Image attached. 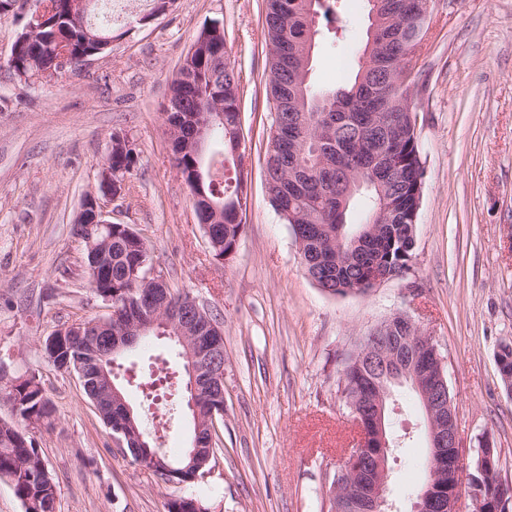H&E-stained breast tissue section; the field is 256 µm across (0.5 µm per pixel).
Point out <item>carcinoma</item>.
<instances>
[{"instance_id":"cac0c4a2","label":"carcinoma","mask_w":512,"mask_h":512,"mask_svg":"<svg viewBox=\"0 0 512 512\" xmlns=\"http://www.w3.org/2000/svg\"><path fill=\"white\" fill-rule=\"evenodd\" d=\"M49 10L53 25L41 32L39 42H15L11 58L14 74L25 80L56 70L59 44L65 42L78 56L98 50L96 35L109 36L104 28L93 27L87 16H71L70 0H39ZM337 0H265V25L268 42L302 52L310 37L312 14L336 13ZM380 39L373 47L371 29H366L362 56L373 55L382 63L381 78L370 79L362 71L334 88H315L310 72L286 68L281 83L268 80L267 98L272 100L281 86L301 84V111L279 112L272 122L277 134L269 137L266 158L272 172L266 181L270 202L289 224L301 263L310 278L324 292L345 296L378 264L387 272L401 270L414 259L410 236L413 214L419 211L418 194L423 166L417 136L408 113L414 109L415 91L400 82L399 63L407 49L425 36L419 0H380ZM171 98L178 108L165 118L176 167L192 187L197 170L204 174L207 197L228 205L238 198L244 186L242 164L231 156L240 136V78L227 56L224 38L213 37L204 50L185 60L171 82ZM221 109L212 116L207 159H199L185 148L202 114ZM383 212L376 232L359 251L350 243L366 233L374 215ZM199 222L210 223L208 235L211 255L226 258L235 249L244 229L243 220L230 208L224 218L212 219L201 213ZM73 235L94 236L106 243L103 263L111 277L99 279L94 292L115 306L148 284L132 276L133 268L149 251L145 239L128 224L108 228L97 224H74ZM45 350L55 367L78 373L74 344L53 334L45 340ZM372 385L365 368L345 364L343 390L350 402L358 391ZM21 404L28 419L0 422V478L11 481L25 512H55L56 485L44 460L23 426L32 423L52 425L53 411L43 388L32 377L7 393ZM215 436L210 459L200 469L190 468L169 477L166 482L190 484L210 467L221 450ZM483 508L492 512L500 494L496 479L482 478ZM167 512H203L199 501L190 496L167 503Z\"/></svg>"}]
</instances>
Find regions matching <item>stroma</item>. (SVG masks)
<instances>
[{
  "mask_svg": "<svg viewBox=\"0 0 512 512\" xmlns=\"http://www.w3.org/2000/svg\"><path fill=\"white\" fill-rule=\"evenodd\" d=\"M35 0L0 16V373L36 377L54 410L34 438L57 486L56 512H167L193 496L206 512H328L331 481L353 444L341 392L345 357L395 311L431 332L444 359L460 444L490 443L512 482V394L497 354L512 345V0H433L415 96L424 166L415 258L407 278L364 295L333 296L304 272L292 231L265 187L271 104L264 0H175L148 23H112V0H96L94 23L112 45L58 79H19L9 66ZM366 0L318 17L311 81L354 74L368 25ZM224 28L240 75L247 210L235 253L209 252L192 198L175 167L165 124L169 86L197 34ZM340 28L329 37L331 28ZM137 162L106 218L133 225L169 287L203 303L224 334L223 450L190 484L163 481L112 446L75 374L57 369L44 341L77 320L108 316L91 289L86 250L71 226L96 190L113 135ZM184 383L178 347L150 339L121 362L147 373L155 358ZM127 402L153 429L172 410L164 443L178 456L192 424L182 401L149 405L135 385ZM386 497L413 512L428 454L415 392L394 387Z\"/></svg>",
  "mask_w": 512,
  "mask_h": 512,
  "instance_id": "35a3bbf8",
  "label": "stroma"
}]
</instances>
